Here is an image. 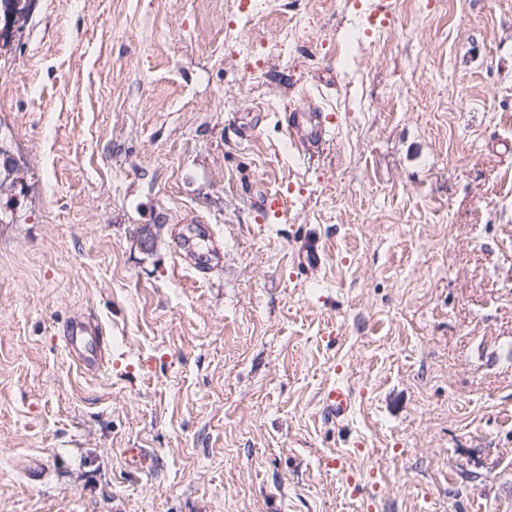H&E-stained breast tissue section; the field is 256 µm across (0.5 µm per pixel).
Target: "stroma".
Instances as JSON below:
<instances>
[{"label":"stroma","instance_id":"35a3bbf8","mask_svg":"<svg viewBox=\"0 0 512 512\" xmlns=\"http://www.w3.org/2000/svg\"><path fill=\"white\" fill-rule=\"evenodd\" d=\"M390 3L31 0L0 45V512H512V0ZM285 119L289 136L294 144L310 150L324 141L326 126L321 112L289 111ZM177 251L180 257L201 276L208 275L221 264L224 246L215 239L204 224H195L179 232ZM68 352L87 371L98 370L109 356V342L101 323L90 313H77L62 326ZM326 403L336 420L343 419L352 406L350 390L345 386L336 385L328 392Z\"/></svg>","mask_w":512,"mask_h":512}]
</instances>
